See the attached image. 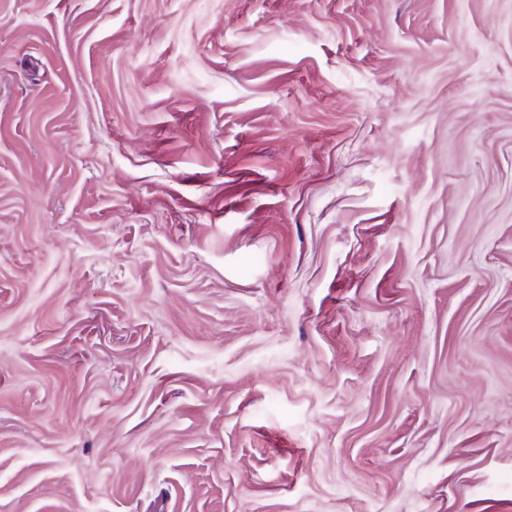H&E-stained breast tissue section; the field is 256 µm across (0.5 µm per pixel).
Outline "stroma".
Listing matches in <instances>:
<instances>
[{"label": "stroma", "mask_w": 512, "mask_h": 512, "mask_svg": "<svg viewBox=\"0 0 512 512\" xmlns=\"http://www.w3.org/2000/svg\"><path fill=\"white\" fill-rule=\"evenodd\" d=\"M0 512H512V0H0Z\"/></svg>", "instance_id": "stroma-1"}]
</instances>
